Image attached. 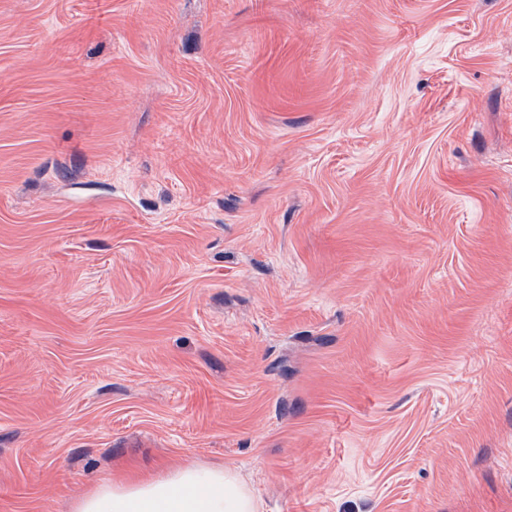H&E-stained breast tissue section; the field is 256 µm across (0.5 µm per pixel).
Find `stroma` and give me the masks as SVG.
<instances>
[{
  "label": "stroma",
  "instance_id": "1",
  "mask_svg": "<svg viewBox=\"0 0 512 512\" xmlns=\"http://www.w3.org/2000/svg\"><path fill=\"white\" fill-rule=\"evenodd\" d=\"M189 464L512 512V0H0V512Z\"/></svg>",
  "mask_w": 512,
  "mask_h": 512
}]
</instances>
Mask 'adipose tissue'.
<instances>
[{
	"label": "adipose tissue",
	"mask_w": 512,
	"mask_h": 512,
	"mask_svg": "<svg viewBox=\"0 0 512 512\" xmlns=\"http://www.w3.org/2000/svg\"><path fill=\"white\" fill-rule=\"evenodd\" d=\"M74 512H258V503L233 471L187 466L99 487Z\"/></svg>",
	"instance_id": "ef3b65f1"
}]
</instances>
